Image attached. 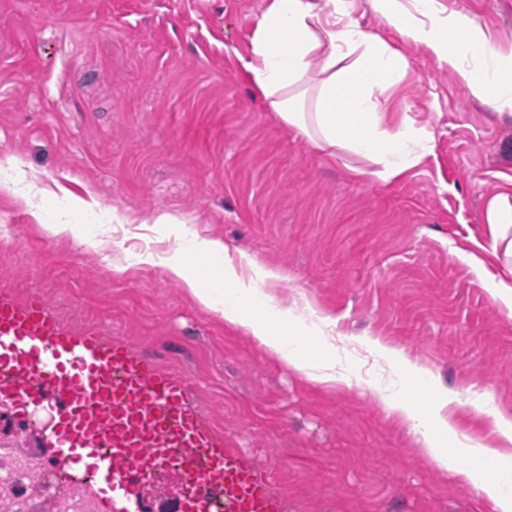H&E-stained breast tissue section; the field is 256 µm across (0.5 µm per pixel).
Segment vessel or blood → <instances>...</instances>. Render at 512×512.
I'll return each mask as SVG.
<instances>
[{
	"mask_svg": "<svg viewBox=\"0 0 512 512\" xmlns=\"http://www.w3.org/2000/svg\"><path fill=\"white\" fill-rule=\"evenodd\" d=\"M188 378L159 369L108 328L64 324L42 290L17 297L0 272V408L46 416L47 446L84 468L111 512H140L139 477L191 450L182 480L220 484L225 512H283L271 476L246 451L228 448L191 398Z\"/></svg>",
	"mask_w": 512,
	"mask_h": 512,
	"instance_id": "1",
	"label": "vessel or blood"
}]
</instances>
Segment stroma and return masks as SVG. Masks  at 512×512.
<instances>
[{
  "label": "stroma",
  "mask_w": 512,
  "mask_h": 512,
  "mask_svg": "<svg viewBox=\"0 0 512 512\" xmlns=\"http://www.w3.org/2000/svg\"><path fill=\"white\" fill-rule=\"evenodd\" d=\"M512 52V0H439ZM350 18L407 61L383 97L392 121L431 132L432 152L401 175L322 152L270 112L245 68L266 0H0V158L19 157L29 205L0 188V269L17 296L46 291L65 322L113 337L188 377L205 422L249 448L288 512H496L481 478L437 470L377 395L419 397L352 348L348 386L325 387L199 306L161 260L128 264L133 240L162 256L187 235L221 240L276 269L282 310L313 309L337 333L377 339L458 399L457 427L489 436L476 396L512 415V311L489 201L512 198V118L473 98L424 48L398 37L369 0ZM103 202L133 225L115 237L54 235Z\"/></svg>",
  "instance_id": "1"
}]
</instances>
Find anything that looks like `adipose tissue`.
<instances>
[{
    "mask_svg": "<svg viewBox=\"0 0 512 512\" xmlns=\"http://www.w3.org/2000/svg\"><path fill=\"white\" fill-rule=\"evenodd\" d=\"M376 13L402 38L421 45L442 67H448L472 97L512 117V55L490 46L484 32L462 15H446L436 0H371ZM347 0H268L257 23L248 71L282 124L317 149L339 150L368 158L377 178L386 180L421 164L431 151L426 129L405 121L387 126L378 91L396 85L407 63L381 38L363 31L348 18ZM220 241L194 239L164 260L169 274L183 283L202 307L220 313L225 322L253 336L269 355L287 363L319 385L349 384L336 361L330 337L332 319L315 317L312 327L322 351L308 355L289 345L286 321L264 284L277 279L275 270L254 260L240 263L225 257L209 280H202L191 256L223 255ZM455 396L436 388L420 402L382 396L388 415L405 422L416 441L443 471L457 472V455L495 460L498 476L484 486L497 512H512V459L458 430L446 415ZM453 439L457 455L443 447Z\"/></svg>",
    "mask_w": 512,
    "mask_h": 512,
    "instance_id": "ef3b65f1",
    "label": "adipose tissue"
}]
</instances>
